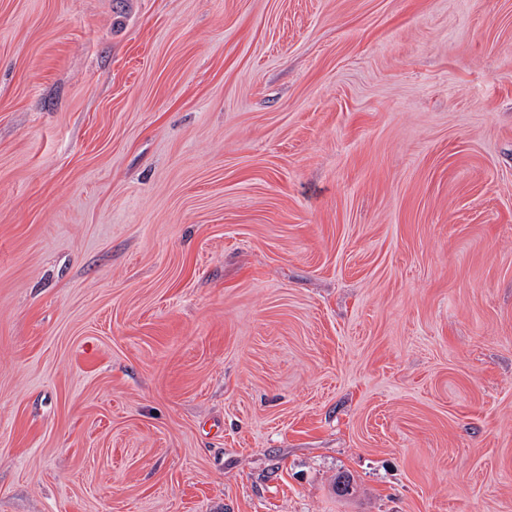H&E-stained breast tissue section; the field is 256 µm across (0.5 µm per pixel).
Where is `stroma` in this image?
Wrapping results in <instances>:
<instances>
[{"label":"stroma","instance_id":"obj_1","mask_svg":"<svg viewBox=\"0 0 512 512\" xmlns=\"http://www.w3.org/2000/svg\"><path fill=\"white\" fill-rule=\"evenodd\" d=\"M0 512H512V0H0Z\"/></svg>","mask_w":512,"mask_h":512}]
</instances>
